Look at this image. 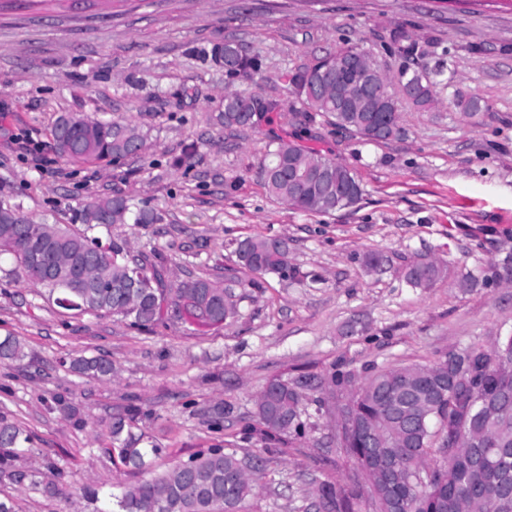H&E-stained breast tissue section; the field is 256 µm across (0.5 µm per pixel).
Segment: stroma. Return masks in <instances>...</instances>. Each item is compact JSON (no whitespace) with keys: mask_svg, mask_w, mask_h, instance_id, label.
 <instances>
[{"mask_svg":"<svg viewBox=\"0 0 512 512\" xmlns=\"http://www.w3.org/2000/svg\"><path fill=\"white\" fill-rule=\"evenodd\" d=\"M113 11L81 0L0 11V201L68 224L88 198L118 193L162 211L163 223L111 234L161 257L170 279L223 276L248 236L287 239L297 275L240 289L239 313L224 324L147 329L61 308L0 275V336L19 337L26 353L0 362V416L31 436L11 476L0 473V499L16 512H103L124 487L220 444L262 461L243 512H306L319 483L349 484L355 470L329 442L336 399L321 382L335 368L431 364L512 334V285L499 280L512 256V0H119ZM397 26L417 38L420 63L450 79L435 108L402 107L407 139L368 143L324 117L294 118L289 72L349 46L397 71ZM227 38L258 57L254 81L212 60ZM228 88L283 109L259 128L224 129L216 116ZM459 90L487 112L463 118ZM63 112L132 118L147 147L116 163H67L51 137ZM282 139L346 164L360 201L316 214L270 197L259 171ZM189 149L192 167L177 166ZM371 251L385 258L374 270L363 263ZM420 257L447 269L426 290L401 275ZM81 356L111 361L112 381L71 372ZM302 377L315 429L302 441L265 440L254 428L258 395L271 380ZM59 395L76 418L54 408ZM219 402L228 413L215 430L207 412ZM130 410L162 450L147 471L106 452L113 416ZM52 467L61 472L52 495L13 479Z\"/></svg>","mask_w":512,"mask_h":512,"instance_id":"stroma-1","label":"stroma"}]
</instances>
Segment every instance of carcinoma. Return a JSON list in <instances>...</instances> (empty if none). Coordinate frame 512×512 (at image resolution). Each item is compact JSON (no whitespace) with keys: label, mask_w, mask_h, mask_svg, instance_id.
Wrapping results in <instances>:
<instances>
[{"label":"carcinoma","mask_w":512,"mask_h":512,"mask_svg":"<svg viewBox=\"0 0 512 512\" xmlns=\"http://www.w3.org/2000/svg\"><path fill=\"white\" fill-rule=\"evenodd\" d=\"M400 52L411 57L417 40L402 28L392 31ZM215 60L230 61L233 78L252 80L260 70L257 57L242 43L226 39L213 48ZM443 72L430 74L404 64L392 73L372 60H362V70L345 75L342 53L328 54L316 63L295 69L289 76L296 99L308 108L304 118L326 116L336 128L366 142L403 140L408 132L401 123L405 103L427 111L437 103ZM372 80L384 86L393 111L380 114L371 106L341 105L336 101V82L352 97L359 84ZM456 107L473 118L486 110L475 94L458 93ZM277 99L259 94L244 96L224 91L223 111L217 120L228 130L255 129L279 111ZM53 148L70 163H109L144 147L147 135L133 120L88 119L82 115L60 114L52 127ZM260 178L268 194L290 207L305 212L331 214L358 203L362 188L347 165L314 149L279 142L268 152ZM162 212L115 194L86 201L71 224H36L18 209L0 202V256L10 257L14 267L5 274L19 283L34 286L50 298L64 292L61 285L84 281L82 313L112 315L146 328L171 320H182L178 299L192 296L209 315L208 323L222 324L237 314V288H258V278L273 274L286 281L295 274L290 264L288 242L281 238L249 237L237 244V266L224 268V278L188 277L176 283L166 279L163 261L136 252L126 241L105 239L116 224H160ZM99 250L106 280L85 270L83 257ZM254 275L243 282L239 273ZM437 261L421 257L404 271L405 282L413 288H429L443 277ZM25 353L20 339H0V361L18 362ZM453 361L460 381L444 385L439 380V363L401 364L374 369L362 377L356 371L338 370L329 384L336 389L338 416L336 445L358 461L371 452L363 434L377 435V450L391 460L401 478L388 484L374 473L365 481L378 487V497H369L374 512H512V495L499 492L512 487V409L507 416L486 421L484 404L503 391L512 394V375L497 373L494 363L512 359V336L498 337L488 349H462L442 356ZM72 371L100 381L112 380V363L100 356L71 360ZM302 380H273L256 403L261 432L270 439L286 436L306 438L311 425L302 419L299 405ZM111 447L118 450L122 464L137 470L149 465L162 449L153 444L141 447L143 435L132 431V418L119 416L109 425ZM466 437L470 451L485 457L484 472L469 470L467 458L444 455L448 437ZM30 442V435L14 422L0 418V471H8L13 449ZM442 455L434 460L433 453ZM245 457L234 450L214 446L176 465L172 470L127 487L115 497L110 512H240L253 495L260 472L259 463L245 470ZM356 495L345 485L322 482L309 508L317 512H353Z\"/></svg>","instance_id":"cac0c4a2"}]
</instances>
